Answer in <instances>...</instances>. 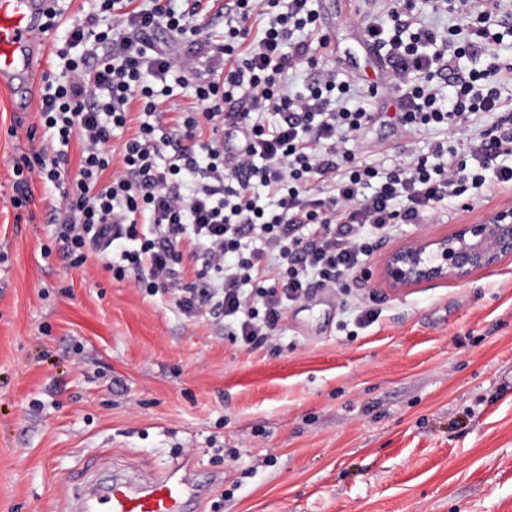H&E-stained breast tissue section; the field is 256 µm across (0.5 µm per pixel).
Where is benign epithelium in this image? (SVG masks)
Instances as JSON below:
<instances>
[{
  "label": "benign epithelium",
  "instance_id": "7a95c632",
  "mask_svg": "<svg viewBox=\"0 0 512 512\" xmlns=\"http://www.w3.org/2000/svg\"><path fill=\"white\" fill-rule=\"evenodd\" d=\"M512 256V208L480 224H462L449 236L421 239L390 251L383 277L393 292L438 280L462 281Z\"/></svg>",
  "mask_w": 512,
  "mask_h": 512
}]
</instances>
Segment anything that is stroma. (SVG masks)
<instances>
[{"mask_svg":"<svg viewBox=\"0 0 512 512\" xmlns=\"http://www.w3.org/2000/svg\"><path fill=\"white\" fill-rule=\"evenodd\" d=\"M313 7L337 68L379 87L356 101L375 115L358 153L390 166L427 151L437 132L402 137L347 0ZM37 106L0 87V512H68L69 479L105 455L141 476L194 458L217 479L196 512H512V257L396 293L382 276L388 251L481 223L512 192L402 225L347 289H314L248 350L113 279L98 248L68 268L53 186L8 206Z\"/></svg>","mask_w":512,"mask_h":512,"instance_id":"1","label":"stroma"}]
</instances>
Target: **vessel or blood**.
<instances>
[{
  "label": "vessel or blood",
  "mask_w": 512,
  "mask_h": 512,
  "mask_svg": "<svg viewBox=\"0 0 512 512\" xmlns=\"http://www.w3.org/2000/svg\"><path fill=\"white\" fill-rule=\"evenodd\" d=\"M54 0H0V83L34 78L42 45V17ZM193 485L173 466L144 485L112 481L93 494L77 497L72 512H184Z\"/></svg>",
  "instance_id": "b4317fda"
}]
</instances>
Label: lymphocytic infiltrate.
I'll return each instance as SVG.
<instances>
[{
	"label": "lymphocytic infiltrate",
	"mask_w": 512,
	"mask_h": 512,
	"mask_svg": "<svg viewBox=\"0 0 512 512\" xmlns=\"http://www.w3.org/2000/svg\"><path fill=\"white\" fill-rule=\"evenodd\" d=\"M175 2L96 0L57 49L60 72L42 76L39 124L27 136L42 129L50 141L16 162L10 203L27 206L36 180L61 189L53 235L70 267L85 265L88 245L104 247L113 278L170 296L185 317L214 316L225 336L254 349L276 335L289 304L361 269L377 235L424 223L486 181L512 189V107L502 97L512 64L460 69L470 54L495 56L512 34V0H434L456 19L445 32L416 13L415 0L364 13L368 42L385 52L402 133H447L389 169L356 151L372 115L352 107L362 92L352 79L320 67L330 39L310 0H231L220 41L200 10ZM159 30L190 55L153 41ZM303 67L317 76L291 92V73ZM177 86L196 107L167 123L158 105ZM135 103L137 128L112 153V133ZM74 140L82 151L72 175ZM190 260L200 263L191 283Z\"/></svg>",
	"instance_id": "obj_1"
}]
</instances>
